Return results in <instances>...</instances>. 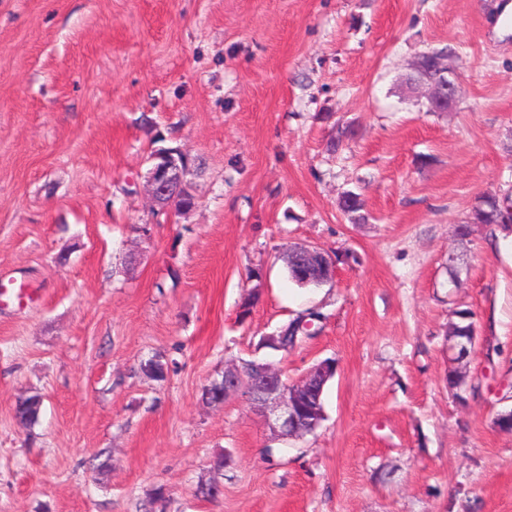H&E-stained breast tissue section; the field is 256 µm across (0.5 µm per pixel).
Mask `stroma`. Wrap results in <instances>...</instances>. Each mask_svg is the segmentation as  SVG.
<instances>
[{
  "instance_id": "1",
  "label": "stroma",
  "mask_w": 512,
  "mask_h": 512,
  "mask_svg": "<svg viewBox=\"0 0 512 512\" xmlns=\"http://www.w3.org/2000/svg\"><path fill=\"white\" fill-rule=\"evenodd\" d=\"M500 2L0 0V272L36 292L0 306V512H144L158 487L166 512H512L495 424L512 227L469 221L512 196ZM430 50L459 68L446 112L406 83ZM161 145L195 161L188 212L147 190ZM349 190L362 220L339 207ZM302 244L332 256L330 284L289 280ZM309 307L317 336L260 347ZM459 309L477 330L460 398ZM156 354L162 381L140 369ZM326 358V418L299 439L241 398L202 399L228 363L293 382ZM33 391L26 428L14 407ZM203 479L222 494L195 497ZM41 405V397L38 394L20 398L15 406L14 416L23 425H34L38 421Z\"/></svg>"
}]
</instances>
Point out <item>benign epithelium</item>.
Returning a JSON list of instances; mask_svg holds the SVG:
<instances>
[{
    "label": "benign epithelium",
    "mask_w": 512,
    "mask_h": 512,
    "mask_svg": "<svg viewBox=\"0 0 512 512\" xmlns=\"http://www.w3.org/2000/svg\"><path fill=\"white\" fill-rule=\"evenodd\" d=\"M460 74L455 67L448 68L447 76L438 82L432 111H441L454 105ZM146 173L147 186L161 211L179 210L186 189L185 177L189 173V158L181 152H153ZM452 352L450 371L457 385L466 384L465 361L474 348L476 331L464 336L449 337ZM256 372L247 377L240 366L224 367V398L240 396L250 402L265 418L276 437L299 438L310 434L320 425L316 409L308 406L309 394L324 385L333 375L328 363L321 362L309 369L298 380L283 381L281 373L268 364L255 365Z\"/></svg>",
    "instance_id": "7a95c632"
}]
</instances>
